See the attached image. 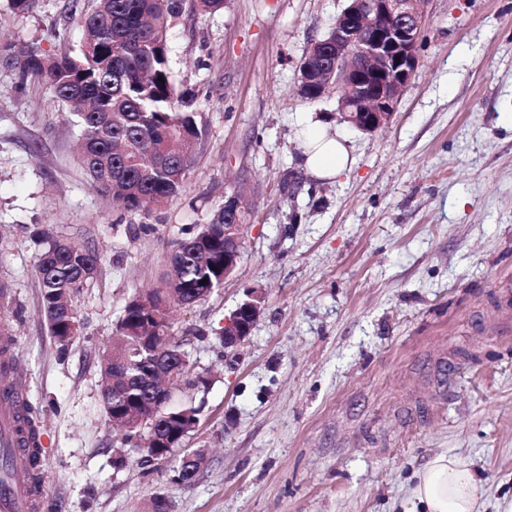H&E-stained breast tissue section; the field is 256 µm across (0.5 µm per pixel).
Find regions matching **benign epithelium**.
Returning <instances> with one entry per match:
<instances>
[{
  "instance_id": "7a95c632",
  "label": "benign epithelium",
  "mask_w": 512,
  "mask_h": 512,
  "mask_svg": "<svg viewBox=\"0 0 512 512\" xmlns=\"http://www.w3.org/2000/svg\"><path fill=\"white\" fill-rule=\"evenodd\" d=\"M426 0H348L322 40L311 42L299 67L303 96L319 99L331 90L340 93L338 104L344 121L352 127L375 132L389 125L400 96L414 76L422 37ZM224 211L243 216L240 195L224 196ZM241 224L224 225L225 280L236 269L243 248ZM262 292L253 290L231 315L224 319V348L238 346L249 334L263 311ZM154 431L153 457L165 459L171 440L196 423L179 420L171 434L155 431V423L135 416L133 431L144 425Z\"/></svg>"
}]
</instances>
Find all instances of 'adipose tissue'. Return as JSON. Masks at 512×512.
<instances>
[{
    "instance_id": "ef3b65f1",
    "label": "adipose tissue",
    "mask_w": 512,
    "mask_h": 512,
    "mask_svg": "<svg viewBox=\"0 0 512 512\" xmlns=\"http://www.w3.org/2000/svg\"><path fill=\"white\" fill-rule=\"evenodd\" d=\"M345 137L315 117L306 120L301 165L323 183L334 182L352 166ZM483 486L470 465L456 455L440 453L417 474L405 512H475Z\"/></svg>"
}]
</instances>
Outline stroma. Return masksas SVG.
I'll return each mask as SVG.
<instances>
[{"label":"stroma","mask_w":512,"mask_h":512,"mask_svg":"<svg viewBox=\"0 0 512 512\" xmlns=\"http://www.w3.org/2000/svg\"><path fill=\"white\" fill-rule=\"evenodd\" d=\"M89 0H0V43L54 54L80 40L66 14ZM347 0H226L167 30L178 88L196 96L185 187L144 216L95 192L67 109L0 59V321L25 401L40 414L43 512H402L433 456L484 482L479 512L512 500V334L498 283L512 279V0H428L420 65L390 125L341 118L336 93L307 100L298 69ZM343 135L335 183L300 163L301 119ZM238 189L241 260L210 297L175 312L194 375L172 406L199 424L167 461L115 463L101 363L122 308L162 287L176 241ZM104 259L74 304L81 332L59 353L41 311L43 235ZM262 315L234 349L213 331L250 290ZM206 461L172 479L186 453Z\"/></svg>","instance_id":"1"}]
</instances>
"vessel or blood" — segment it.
Segmentation results:
<instances>
[{"mask_svg":"<svg viewBox=\"0 0 512 512\" xmlns=\"http://www.w3.org/2000/svg\"><path fill=\"white\" fill-rule=\"evenodd\" d=\"M22 403L18 389L0 390V512H39L45 497L31 477L28 451L20 442Z\"/></svg>","mask_w":512,"mask_h":512,"instance_id":"b4317fda","label":"vessel or blood"}]
</instances>
